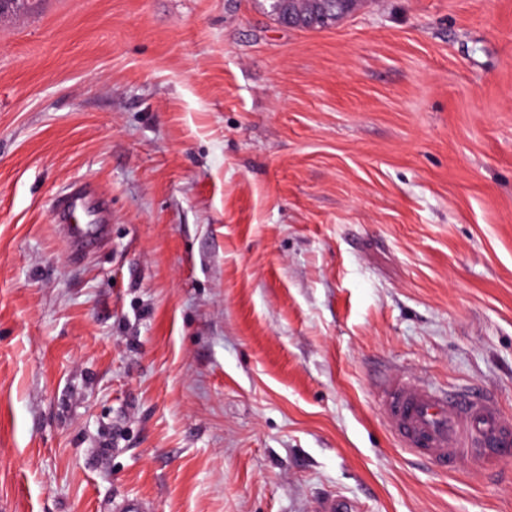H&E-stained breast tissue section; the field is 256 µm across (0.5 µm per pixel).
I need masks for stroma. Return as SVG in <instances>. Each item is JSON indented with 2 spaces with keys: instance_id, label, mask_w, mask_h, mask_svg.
Here are the masks:
<instances>
[{
  "instance_id": "35a3bbf8",
  "label": "stroma",
  "mask_w": 512,
  "mask_h": 512,
  "mask_svg": "<svg viewBox=\"0 0 512 512\" xmlns=\"http://www.w3.org/2000/svg\"><path fill=\"white\" fill-rule=\"evenodd\" d=\"M396 374L512 421V0L0 15V512H512V447L393 438ZM325 2L320 13L313 15L312 18L304 17L301 14L293 13L288 6V0H269L271 12L280 16V24L288 27H299L300 25L315 26L317 24L334 25L336 21V2L344 0H329ZM92 199V194L85 191V189H70L60 195L56 200L55 210L58 218L61 221H68V219L79 210L87 209Z\"/></svg>"
}]
</instances>
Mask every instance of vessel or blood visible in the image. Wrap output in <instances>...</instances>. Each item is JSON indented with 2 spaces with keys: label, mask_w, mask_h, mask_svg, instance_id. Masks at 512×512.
<instances>
[{
  "label": "vessel or blood",
  "mask_w": 512,
  "mask_h": 512,
  "mask_svg": "<svg viewBox=\"0 0 512 512\" xmlns=\"http://www.w3.org/2000/svg\"><path fill=\"white\" fill-rule=\"evenodd\" d=\"M91 201L85 189H70L56 201L57 216L68 220ZM379 408L405 447L449 471L465 460H490L494 449L512 444V422L498 401L481 391L444 392L417 378L398 376Z\"/></svg>",
  "instance_id": "obj_1"
}]
</instances>
